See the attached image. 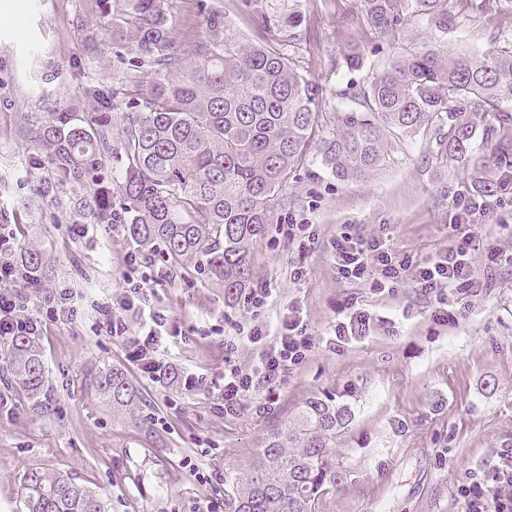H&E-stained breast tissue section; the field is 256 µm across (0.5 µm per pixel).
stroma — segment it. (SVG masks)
<instances>
[{"label":"stroma","instance_id":"1","mask_svg":"<svg viewBox=\"0 0 512 512\" xmlns=\"http://www.w3.org/2000/svg\"><path fill=\"white\" fill-rule=\"evenodd\" d=\"M172 36L189 47L190 32L205 34L208 10L220 9L237 37L257 39L258 16L239 0H168ZM357 0H299L304 17L298 57L307 78L325 89L318 109L336 110L335 92L352 81L337 69L346 48L359 46L366 64H382L407 49L440 40L449 53L482 56L512 37V0L503 10L472 14L468 0H448L458 19L446 34L413 19L382 35L348 26L344 15ZM95 0H0V225L20 243L43 245L50 256L47 288L72 292L39 336L50 389L48 410L33 414L22 392L17 408L0 413V512H24L21 480L41 468L74 478L102 494L109 512H195L200 501L224 497L227 473L247 464L270 417L287 421L312 394H343L355 419L335 448L348 475L323 491L316 512H461L458 489L512 470V265L488 266L485 252L512 253V204L492 205L468 230L477 250L473 277L478 296H454L455 323L434 320V302L412 281L396 292L340 278L332 244L344 234L383 235L390 246L421 263L450 244L456 211L450 190L461 178L428 156L417 137L395 149L390 162L369 178L337 182L328 173L297 176L270 206V229L253 250V278L270 282L267 307L226 301L223 289L172 273L162 255L139 253L121 224L98 225L87 237L71 236L64 209L23 208L39 184L27 160L32 144L21 138L23 117L44 111L60 91L85 74L107 85L123 67L111 37L99 28ZM283 224H307L312 238L302 279L298 256L279 234ZM150 280L134 310L129 335L147 312L170 321L169 358L178 372L194 374L192 388L154 381L129 363L127 339L101 328V308L132 295ZM296 305L315 338L306 360L289 373L267 413L255 414L253 393L238 416L212 406L225 355L248 365L258 348L252 327L275 333L288 305ZM370 320L364 336L334 344L343 307ZM126 367L146 399L141 424L114 417L111 404L92 386L110 365Z\"/></svg>","mask_w":512,"mask_h":512}]
</instances>
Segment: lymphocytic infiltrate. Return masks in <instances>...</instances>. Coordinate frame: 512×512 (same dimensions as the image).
<instances>
[{
	"label": "lymphocytic infiltrate",
	"instance_id": "f902f5d3",
	"mask_svg": "<svg viewBox=\"0 0 512 512\" xmlns=\"http://www.w3.org/2000/svg\"><path fill=\"white\" fill-rule=\"evenodd\" d=\"M336 266L341 279L372 280L377 288L395 287L404 277H412L417 288L435 295L438 304H446V290L464 291L472 284V248L470 238L450 246L448 251L424 263H413L408 257L391 252L384 241L353 239L342 236L333 244ZM9 238L0 236V341L15 336L40 334L47 319L58 312L67 300L66 292H49L31 297L19 289L28 273L14 263ZM166 321L152 316L139 336L131 341L129 358L142 372L153 378L165 377L170 365L162 355V336ZM249 339L261 351L250 369L238 367L232 359L224 361V385L221 389V413L234 415L244 407V401L257 390H264L265 404L276 401L274 391L288 372L302 364L314 347L306 326L297 319L282 321L275 341L262 346L261 329H253ZM495 494H487L481 483L474 482L460 491L462 512H512V472L504 473Z\"/></svg>",
	"mask_w": 512,
	"mask_h": 512
}]
</instances>
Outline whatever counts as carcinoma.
<instances>
[{
	"mask_svg": "<svg viewBox=\"0 0 512 512\" xmlns=\"http://www.w3.org/2000/svg\"><path fill=\"white\" fill-rule=\"evenodd\" d=\"M98 2L112 52L128 68L115 87L87 81L43 115L24 116L23 135L36 147L29 165L45 173L35 203L65 207L80 224L125 225L140 251L161 253L174 272L199 275L229 301L250 288L269 201L296 172L317 176L314 156L334 179L352 182L426 134L430 155L464 175L463 192L512 194V42L480 57L439 44L410 49L336 92L343 104L319 137L324 89L296 60V4L240 0L261 18L260 43L240 40L212 10L209 35L193 38L188 58L171 39L166 0ZM502 2L470 0V10L488 14ZM412 17L441 33L456 23L447 0H359L345 21L388 34ZM339 65L360 71L365 61L351 46ZM20 261L40 277L49 256L27 245ZM4 347L12 383L43 413L36 337ZM93 386L113 413L144 421L143 393L122 367L103 368ZM353 418L349 403L329 395L307 398L285 427L272 418L252 461L225 480L224 512H316L320 493L347 477L334 448ZM22 494L27 512H108L94 491L46 470H30Z\"/></svg>",
	"mask_w": 512,
	"mask_h": 512,
	"instance_id": "1",
	"label": "carcinoma"
}]
</instances>
